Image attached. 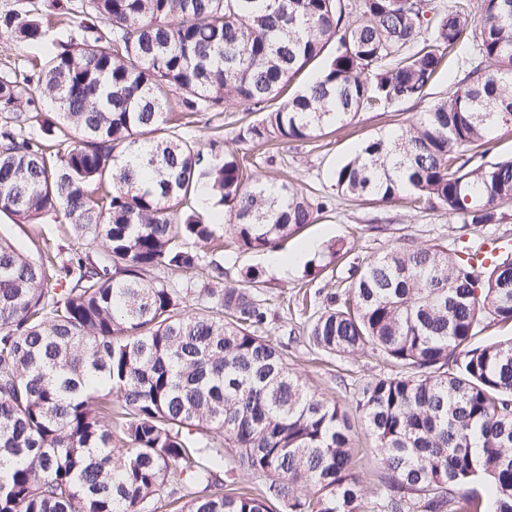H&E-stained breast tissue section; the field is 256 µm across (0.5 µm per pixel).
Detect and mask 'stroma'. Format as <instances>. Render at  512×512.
Here are the masks:
<instances>
[{
	"label": "stroma",
	"mask_w": 512,
	"mask_h": 512,
	"mask_svg": "<svg viewBox=\"0 0 512 512\" xmlns=\"http://www.w3.org/2000/svg\"><path fill=\"white\" fill-rule=\"evenodd\" d=\"M460 75L459 63L451 62L439 71L422 102L397 103L385 112H363L353 123L330 127L317 139L277 145L269 153L253 156L255 175L305 187L314 198H327L328 207L314 224L289 241L287 253H299L300 258L287 268L274 266L268 252L233 249L225 251L224 265L234 271L248 267L261 271L262 281L256 289L279 312L268 327L271 338L287 340L288 363L293 371L344 409H351L352 396L360 385L392 374L394 368L370 354L333 356L310 347L305 339L307 316L301 309L302 290L333 292L346 277L350 258H366L410 242L441 244L452 251L464 241L472 245L492 239L512 241V212L498 224H464L440 210H412L400 202L367 204L345 199L337 196L332 185V171L350 159L364 139L394 130L448 97ZM250 120V114L239 108L230 107L221 113L197 112L186 118L178 132L195 142L220 136L227 149L242 153L247 146L238 142L237 134ZM0 236L34 260L47 253L67 259L78 245L76 234L64 218L53 216L40 224H27L1 214ZM331 245L342 247L346 258L328 260L327 248Z\"/></svg>",
	"instance_id": "35a3bbf8"
}]
</instances>
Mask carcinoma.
<instances>
[{
  "label": "carcinoma",
  "mask_w": 512,
  "mask_h": 512,
  "mask_svg": "<svg viewBox=\"0 0 512 512\" xmlns=\"http://www.w3.org/2000/svg\"><path fill=\"white\" fill-rule=\"evenodd\" d=\"M70 23L81 37L40 70L0 72V213L61 214L97 247L36 262L0 238V512H512V337L475 342L512 323V246L477 265L440 244L354 262L312 320L317 349L400 368L354 398L385 474L371 496L345 410L264 336L262 273L224 282L217 237L219 219L238 250L276 251L326 203L253 177L221 138L183 139L167 112L173 92L185 112L235 104L261 113L239 130L252 147L309 141L423 100L444 52L464 53L452 95L331 179L498 224L512 158H483L512 130V0L476 17L466 0H85ZM46 31L0 14L17 44ZM332 41L321 74L271 107ZM202 248L210 283L177 286ZM221 472L256 476L258 493L224 492Z\"/></svg>",
  "instance_id": "carcinoma-1"
}]
</instances>
